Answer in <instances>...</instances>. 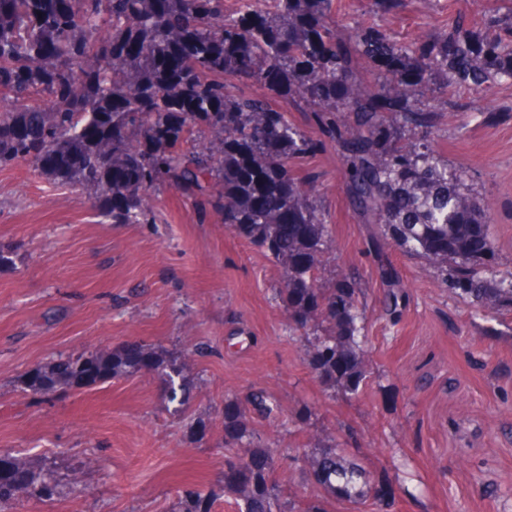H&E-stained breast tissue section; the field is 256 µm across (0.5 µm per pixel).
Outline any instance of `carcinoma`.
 I'll list each match as a JSON object with an SVG mask.
<instances>
[{
	"label": "carcinoma",
	"mask_w": 512,
	"mask_h": 512,
	"mask_svg": "<svg viewBox=\"0 0 512 512\" xmlns=\"http://www.w3.org/2000/svg\"><path fill=\"white\" fill-rule=\"evenodd\" d=\"M0 0V166L34 163L48 179L92 195L114 224H151L149 200L165 178L220 212L227 228L284 271L277 297L288 335L302 342L308 373L326 391L359 397L369 380L366 308L356 274L326 276L336 264L331 226L290 159L335 144L355 213L395 246L451 279V291L491 320L512 312V271L503 272L486 211L436 145L434 112L421 101L425 79L470 82L489 91L512 78V0L480 30L451 28L401 43L351 17L330 23L333 0ZM384 68L366 86L355 65ZM255 81L268 95L248 94ZM305 106L320 137L292 124L271 98ZM384 313L397 312L400 283L391 264ZM146 371L168 387L184 414L195 381L181 356L150 345L71 355L39 365L23 390L47 398ZM277 410L252 393L249 406L224 401L219 490L178 491L167 512H213L220 496L236 512H328L330 500L389 512L393 498L331 436L288 449L313 485L291 498L275 479L281 451L257 425ZM57 483L0 453V512L16 493L49 498Z\"/></svg>",
	"instance_id": "carcinoma-1"
}]
</instances>
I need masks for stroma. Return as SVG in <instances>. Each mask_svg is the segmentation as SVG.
<instances>
[{
  "instance_id": "1",
  "label": "stroma",
  "mask_w": 512,
  "mask_h": 512,
  "mask_svg": "<svg viewBox=\"0 0 512 512\" xmlns=\"http://www.w3.org/2000/svg\"><path fill=\"white\" fill-rule=\"evenodd\" d=\"M497 0H334L402 42L423 41L459 19L484 27ZM438 147L487 205L495 245L512 269V80L490 92L466 84L423 89ZM298 180L320 173L317 194L341 263L365 288L371 380L357 399L329 397L289 338L275 290L283 273L228 230L199 220L169 183L152 224H114L89 195L38 174L0 167V451L51 467V500L18 496L8 512H167L178 490L224 477V402L266 391L291 415L306 408L318 438L333 435L371 474L389 473L392 512H512V313L472 317L421 260L379 249L345 191L333 147L294 158ZM395 268L399 312L381 316V261ZM137 342L186 356L199 388L186 418L171 415L162 385L133 375L41 401L25 371Z\"/></svg>"
}]
</instances>
